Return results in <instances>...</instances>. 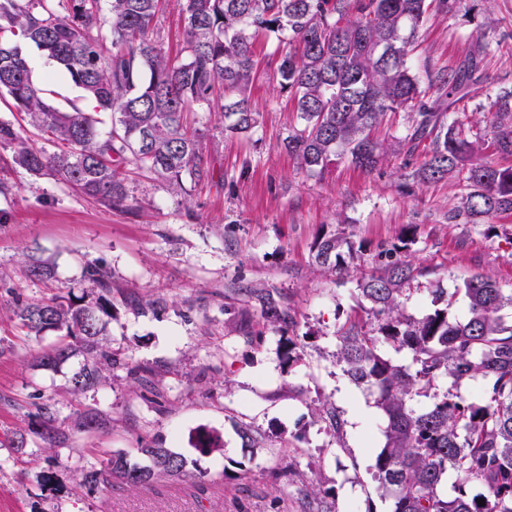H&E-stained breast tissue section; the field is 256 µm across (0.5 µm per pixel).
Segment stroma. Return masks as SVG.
Returning a JSON list of instances; mask_svg holds the SVG:
<instances>
[{"label":"stroma","instance_id":"stroma-1","mask_svg":"<svg viewBox=\"0 0 512 512\" xmlns=\"http://www.w3.org/2000/svg\"><path fill=\"white\" fill-rule=\"evenodd\" d=\"M472 18L431 19L411 54L417 65L451 68L476 41L497 43L482 76L490 91L512 88V0H463ZM287 42L259 44L262 72L251 88L259 124L250 137L226 133L219 110L190 114L214 167L212 179L174 192L148 175L128 180L130 208H109L50 175L0 168V512H391L373 479L384 423L375 397L353 384L336 363V331L360 315L357 282L381 265L382 246L412 238L408 260L422 274L402 295L407 316L433 309V290L465 299V278L482 273L512 288V215L492 225L459 216L462 183L424 185L413 176L426 151L409 165L388 158L367 172L343 161L323 178L307 176L282 148L298 124L276 67ZM27 57L35 83L48 85L61 108L78 103L109 131L110 112L35 48ZM346 237L354 256L344 272L313 265L324 235ZM49 262L53 277L26 272L29 258ZM103 263L112 273L108 340L115 359L106 386L78 398L66 393L77 359L60 368L33 367L40 344L11 317L15 299L39 300L69 289L81 294L83 269ZM270 292L292 322L264 325L257 293ZM301 342L300 360L283 364L281 336ZM155 373L159 404L143 398L128 370ZM60 403L73 432L53 483L45 463L19 457L1 442L25 429L34 397ZM333 406L343 421L335 436L315 407ZM97 411L112 421L105 433L79 427ZM250 431L251 440L239 435ZM219 436L201 452L199 431ZM144 444L183 454L189 474L137 489L76 487L88 448L135 455ZM321 493L310 496L311 486Z\"/></svg>","mask_w":512,"mask_h":512}]
</instances>
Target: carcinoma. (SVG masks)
Here are the masks:
<instances>
[{
    "mask_svg": "<svg viewBox=\"0 0 512 512\" xmlns=\"http://www.w3.org/2000/svg\"><path fill=\"white\" fill-rule=\"evenodd\" d=\"M460 0H0V94L9 111L31 128L49 135L57 150L32 146L25 129L0 121V149L11 162L35 176L52 175L108 206L128 199L133 170L146 172L177 190L185 179L213 175L199 134L187 114L221 102L229 130L247 136L259 112L250 90L261 72L255 46L271 36L288 41L277 77L288 90L299 126L284 148L301 169L321 176L338 160L371 171L389 156L409 165L418 147L429 143L413 176L424 183L462 178L467 193L463 212L474 223L512 215V165L483 157L484 146L512 157V90L486 94L476 76L489 45L476 42L456 69L426 68L421 88L410 65L412 48L432 18L457 11ZM183 19L180 56L164 52L155 34L169 9ZM36 47L85 96L112 113L103 133L97 119L74 105L60 109L52 91L37 85L25 48ZM490 141L472 140L463 121H448L460 104L480 96ZM411 113L404 136L384 144L375 136L393 112ZM412 240L386 251L377 270L357 282L361 299L377 322L366 329L348 318L336 332V363L358 387L376 394L385 441L375 458L374 478L392 512H512V325L500 312L512 307L505 290L476 273L463 280L466 310L452 313L454 295L419 319L403 312V287L421 270L396 257ZM313 263L343 269L353 245L341 236L318 238ZM86 291L55 294L37 301H16L12 316L39 338L47 331L60 340L34 355L35 366L56 369L82 357L68 379L74 397L108 384L114 364L107 341L112 318V280L99 263L84 267ZM261 317L272 326L287 315L270 297L260 296ZM411 352V363L386 357L382 344ZM129 375L154 389L153 371L144 365ZM451 386L433 393L416 409L412 401L428 396L437 379ZM478 385L481 398L458 392L464 382ZM24 430L9 447L26 453L43 442L41 456L52 470L59 450L68 447L69 430L59 424L57 403H32ZM110 421L99 413L81 427L105 432ZM140 460L124 453L102 456L79 473V486L110 488L152 484L163 477L187 475L185 456L159 445L137 449ZM485 500V505L478 500Z\"/></svg>",
    "mask_w": 512,
    "mask_h": 512,
    "instance_id": "1",
    "label": "carcinoma"
}]
</instances>
